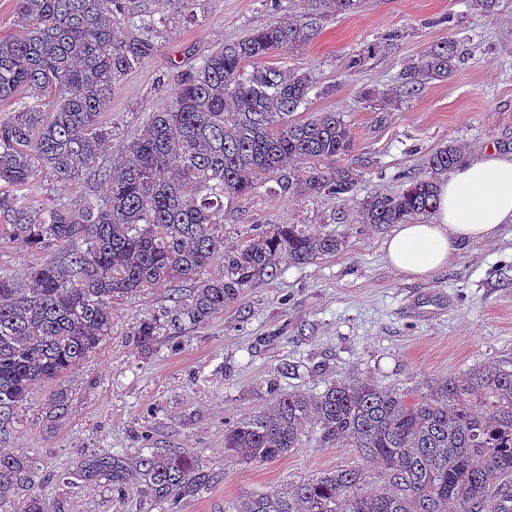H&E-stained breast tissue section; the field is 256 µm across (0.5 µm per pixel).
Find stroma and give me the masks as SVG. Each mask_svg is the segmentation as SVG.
Listing matches in <instances>:
<instances>
[{
  "mask_svg": "<svg viewBox=\"0 0 512 512\" xmlns=\"http://www.w3.org/2000/svg\"><path fill=\"white\" fill-rule=\"evenodd\" d=\"M143 2L167 22L153 35L151 54L112 91L107 167L173 95L178 71L277 17L307 12L304 0H198L190 16L176 0ZM316 26L309 43L266 63L312 75L318 88L308 112L342 113L360 189L345 200L258 191L225 204L224 239L238 244L271 224H306L344 237L343 248L310 264L281 260L275 278L245 288L207 325L161 337L148 355L132 331L166 316L169 289L121 303L111 336L66 378L67 413L50 418L49 390L38 387L0 429V448L29 458L33 491L51 512H160L134 468L144 448H182L199 459L208 479L180 512H234L251 493L282 492L363 464L354 449L312 440L260 464L227 456L225 428L264 403L270 383L317 394L332 381L357 379L411 393L487 362L512 364V224L416 279L387 263V230L360 221L367 196L398 191V173L420 172L430 150L460 142L473 158L512 141V0H499L490 18L471 0H364L357 12L317 17ZM393 31L398 39L388 40ZM449 38L464 42L469 57L449 79L404 96V62ZM371 44L378 50L363 69L346 71L347 57ZM365 88L394 99L389 114L360 100ZM109 456L128 465L117 482L57 480L80 462Z\"/></svg>",
  "mask_w": 512,
  "mask_h": 512,
  "instance_id": "35a3bbf8",
  "label": "stroma"
}]
</instances>
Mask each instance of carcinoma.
Returning a JSON list of instances; mask_svg holds the SVG:
<instances>
[{"instance_id":"obj_1","label":"carcinoma","mask_w":512,"mask_h":512,"mask_svg":"<svg viewBox=\"0 0 512 512\" xmlns=\"http://www.w3.org/2000/svg\"><path fill=\"white\" fill-rule=\"evenodd\" d=\"M137 2L16 0L19 28L0 37V227L21 247L49 253L22 278L0 271L2 425L41 385L51 387L50 413L67 412L65 377L112 334L115 304L173 286L176 314L134 328L135 345L149 353L160 336L209 323L246 287L274 277L283 258L308 264L345 244L296 224H271L236 245L222 231L224 200L247 197L273 177L280 190L309 198L357 193L354 168L344 162L352 146L344 115L294 117L308 104L311 74L263 65L309 42L308 22L278 17L199 58L129 138L118 165L99 166L112 133L103 122L112 88L153 50ZM305 2L347 13L363 0ZM120 28L131 38L118 37ZM374 52L370 45L349 56L346 70L362 69ZM461 57L453 38L431 46L404 65V94L448 78ZM464 159L460 144L436 149L401 190L368 197L361 223L432 215L439 177ZM293 161L304 167L282 174ZM91 175L105 183L99 197L83 193ZM36 180L47 187L34 201L27 191ZM215 264L221 272L213 276ZM180 282L195 283L192 294L182 295ZM309 433L355 449L377 470L325 472L281 493L249 496L235 512H512V369L505 365L446 376L413 398L367 380L338 379L315 395L273 385L262 407L224 430V449L263 463L301 447ZM136 467L165 512L202 485L199 461L185 451L142 453ZM118 468L109 457L59 479L110 482ZM31 474L28 458L0 448V507L20 499V512H47L30 492ZM374 478L378 490H364Z\"/></svg>"}]
</instances>
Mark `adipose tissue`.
Listing matches in <instances>:
<instances>
[{"instance_id":"obj_1","label":"adipose tissue","mask_w":512,"mask_h":512,"mask_svg":"<svg viewBox=\"0 0 512 512\" xmlns=\"http://www.w3.org/2000/svg\"><path fill=\"white\" fill-rule=\"evenodd\" d=\"M512 223V156L488 151L438 185L432 220L397 225L384 249L398 272L427 278L445 268L462 243H478Z\"/></svg>"}]
</instances>
